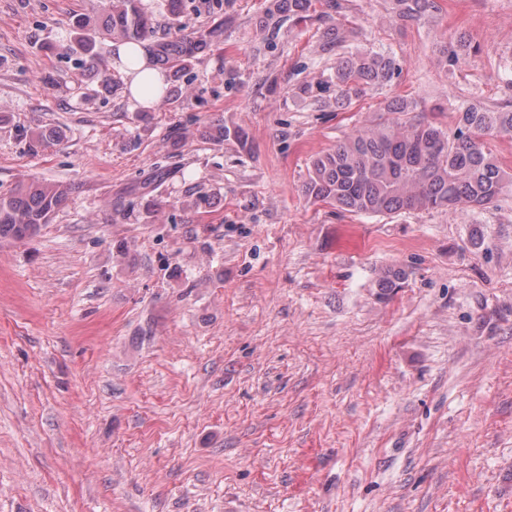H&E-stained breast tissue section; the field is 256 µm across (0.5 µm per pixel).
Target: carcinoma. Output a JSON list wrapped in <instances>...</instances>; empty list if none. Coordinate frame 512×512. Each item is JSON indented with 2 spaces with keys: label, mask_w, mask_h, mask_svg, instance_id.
I'll return each instance as SVG.
<instances>
[{
  "label": "carcinoma",
  "mask_w": 512,
  "mask_h": 512,
  "mask_svg": "<svg viewBox=\"0 0 512 512\" xmlns=\"http://www.w3.org/2000/svg\"><path fill=\"white\" fill-rule=\"evenodd\" d=\"M396 19L418 24L439 10L438 0H388ZM313 0H266L260 29L276 33L281 23L300 24L311 19ZM158 9L173 21L181 16L185 0H158ZM321 18L335 22L327 39L341 49L339 17L345 0H323ZM221 25L189 32L177 28L174 35L157 39L151 14L142 0H108L100 20L75 15L64 46L82 72L98 70L103 45L111 39L145 50L148 67L165 74L169 87L165 104L179 101L184 77L206 50L218 47ZM471 48L465 35L451 47H443L445 62L459 63ZM393 57L371 50H351L337 58L330 84L336 88V106L348 109L369 86L393 79ZM206 139L241 141L239 130L217 126L202 132ZM512 138V110L487 109L468 104L456 112L454 126L444 129L424 115L406 121L387 120L354 131L335 148L317 155L303 185L305 196L354 215L383 216L404 210L483 209L512 192V175L497 162L489 141ZM75 187L61 182L32 180L0 195V239L24 241L40 234L44 225L70 199ZM404 273L388 268L379 279L385 293L400 287Z\"/></svg>",
  "instance_id": "cac0c4a2"
}]
</instances>
